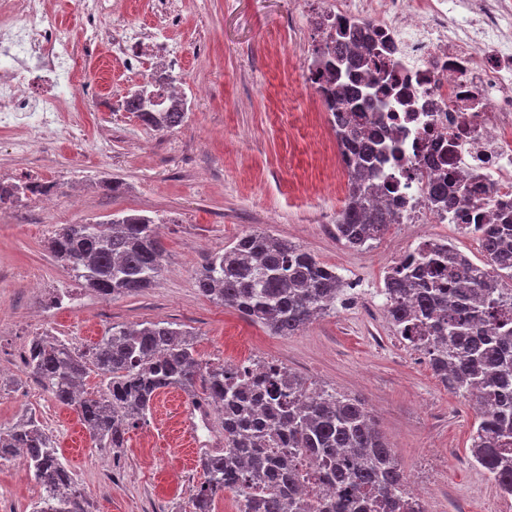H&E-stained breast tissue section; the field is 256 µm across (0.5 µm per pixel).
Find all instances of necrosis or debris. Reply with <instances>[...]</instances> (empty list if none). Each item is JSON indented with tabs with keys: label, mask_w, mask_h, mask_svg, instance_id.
<instances>
[{
	"label": "necrosis or debris",
	"mask_w": 512,
	"mask_h": 512,
	"mask_svg": "<svg viewBox=\"0 0 512 512\" xmlns=\"http://www.w3.org/2000/svg\"><path fill=\"white\" fill-rule=\"evenodd\" d=\"M321 46L363 32L379 43L386 92L375 119L394 146L382 203L401 224H512V0H293ZM80 55L46 0H0V128L26 145L60 127L83 83ZM458 193L454 210L432 184Z\"/></svg>",
	"instance_id": "necrosis-or-debris-1"
}]
</instances>
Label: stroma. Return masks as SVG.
<instances>
[{
    "label": "stroma",
    "mask_w": 512,
    "mask_h": 512,
    "mask_svg": "<svg viewBox=\"0 0 512 512\" xmlns=\"http://www.w3.org/2000/svg\"><path fill=\"white\" fill-rule=\"evenodd\" d=\"M150 2L128 0L122 15L100 16L98 42L82 59L87 84L63 114L79 140L53 136L38 150L15 152L0 133V176L38 177L59 199L50 211L31 199L0 212V427L24 415L42 422L90 512H187L203 472L179 435L190 408L182 390L160 393L125 447L101 450L24 364L29 339L43 332L84 350L113 325L165 320L194 333L205 362H272L364 400L410 489L424 490L428 512H512V497L472 462V401L401 342L380 294L388 268L421 242L448 241L476 261L478 237L453 224H393L367 248L339 242L348 177L316 151L317 140L334 136L330 119L288 65L316 46L305 19L289 18L290 0H167L161 12ZM132 25L179 49L175 73L188 115L172 131H153L118 108L140 82L112 52ZM112 178L126 182L124 193L112 194ZM115 214L154 218L164 253L150 288L112 299L84 288L47 240L58 225ZM249 229L334 267L347 286L335 312L297 335L275 336L202 296L195 274L205 258ZM40 495L21 465L0 466V512H31Z\"/></svg>",
    "instance_id": "1"
}]
</instances>
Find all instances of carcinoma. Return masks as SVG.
Listing matches in <instances>:
<instances>
[{"label":"carcinoma","mask_w":512,"mask_h":512,"mask_svg":"<svg viewBox=\"0 0 512 512\" xmlns=\"http://www.w3.org/2000/svg\"><path fill=\"white\" fill-rule=\"evenodd\" d=\"M339 107L331 123L349 158L350 192L336 218V239L362 249L379 239L392 214L375 197L387 188L384 130L372 131L385 86L359 70L374 46L331 49ZM370 63V62H368ZM379 67L371 62L368 70ZM147 84L122 101L146 126L168 132L182 125L185 103L170 98L160 110L144 106ZM36 182L0 183V206L46 192ZM479 264L451 244L418 247L414 261L390 267L384 308L398 336L424 352L454 393L475 401L473 463L512 497V224H479ZM52 256L84 287L104 298L148 288L161 272L163 246L145 215H114L106 222L63 224L49 238ZM199 293L235 308L276 336H294L336 310L343 294L336 270L300 246L265 231L249 230L235 245L209 255L195 275ZM28 372L54 400L75 410L93 447H125L129 429L146 420L154 399L169 388L188 393L205 415L219 411L224 449L199 457L204 481L188 512H214L217 496L230 492L238 512H427L413 495L392 448L363 400L314 387L274 364L248 377L246 365L202 363L190 332L165 321L112 327L85 351L34 337L26 351ZM91 372L100 392L79 390ZM21 457L44 487L32 512H89L84 491L63 464L56 442L33 417L0 428V465ZM307 457L321 460L310 471Z\"/></svg>","instance_id":"1"}]
</instances>
